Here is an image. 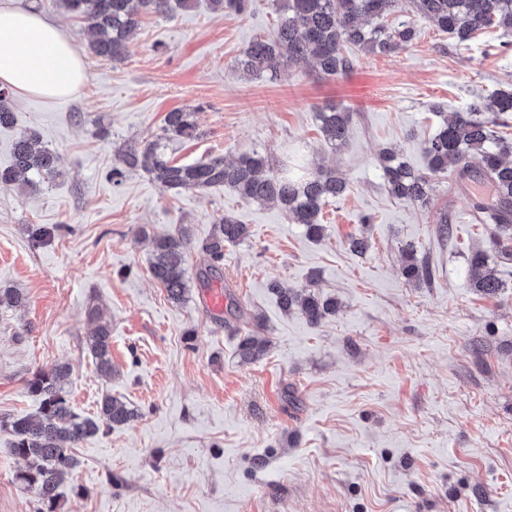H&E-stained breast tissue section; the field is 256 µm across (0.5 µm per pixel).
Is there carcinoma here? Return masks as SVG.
<instances>
[{"label":"carcinoma","instance_id":"cac0c4a2","mask_svg":"<svg viewBox=\"0 0 512 512\" xmlns=\"http://www.w3.org/2000/svg\"><path fill=\"white\" fill-rule=\"evenodd\" d=\"M276 13L273 33L255 37L240 54L237 67L251 77L274 76L285 66L310 56L315 71L323 78L344 76L353 65L352 54H393L405 49L417 37L416 21H425L460 43L471 41L489 29L512 35V0H271ZM56 7L86 22L93 35L88 44L97 56L120 61L136 34L142 17H164L192 6V0H55ZM217 14H242L249 0H210ZM400 9L412 18L385 22ZM433 111L440 117L435 132L422 142L427 171L414 170L394 150H386L379 164L387 192L394 198L427 207L431 204L435 176L454 177L459 182L484 185L488 192L473 191L472 208L479 221L497 225L492 248L498 258L512 261V140L494 136L491 126L505 123L512 116V91L477 95L462 112ZM353 112L325 107L316 113L318 128L325 141L334 147L346 142ZM10 92L0 88V126L14 124ZM201 135L195 111L177 109L167 113L162 133L152 141L125 143L118 149L112 167V182L120 184L126 173L142 170L152 181L175 193L186 188L228 187L247 202L274 203L296 224L304 226L312 239L323 236V211L344 198L349 183L334 169L320 167L294 177L286 171L274 172L267 157L258 152L227 161L215 157L207 162L178 164L168 151L171 141L192 140ZM480 156V167L470 165V157ZM57 155L30 130L20 133L12 145V164L0 168V185H15L24 192L36 191L56 176ZM247 226L231 214L216 218L210 236L200 245L208 256L205 275L219 277L224 265V243L245 237ZM193 243L190 227L183 224L174 232L152 237L150 272L179 302L188 291L187 262ZM402 274L413 283L427 282L432 270L406 251ZM469 281L473 288L494 296L503 288L487 251L475 249L469 258ZM316 279L304 288H286L277 281L268 284L285 313L298 312L310 324L318 325L336 313V300L324 299L314 291ZM26 304L19 288H0V308ZM99 325L89 346L100 375L112 376L111 341L108 321L95 315ZM239 350L245 360H256L266 343L254 336L240 337ZM68 365L49 372L38 371L27 381L28 391L39 400L34 414H16L0 421L12 436L11 450L27 462L18 480L36 495L34 512H58L59 488L76 466L73 449L99 431V421L120 427L137 417L135 409L117 397L102 400L98 415L76 414L69 403L66 379Z\"/></svg>","mask_w":512,"mask_h":512}]
</instances>
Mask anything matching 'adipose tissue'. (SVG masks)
Returning <instances> with one entry per match:
<instances>
[{"label": "adipose tissue", "mask_w": 512, "mask_h": 512, "mask_svg": "<svg viewBox=\"0 0 512 512\" xmlns=\"http://www.w3.org/2000/svg\"><path fill=\"white\" fill-rule=\"evenodd\" d=\"M86 76L73 39L35 6L0 0V85L47 99L79 92Z\"/></svg>", "instance_id": "1"}]
</instances>
